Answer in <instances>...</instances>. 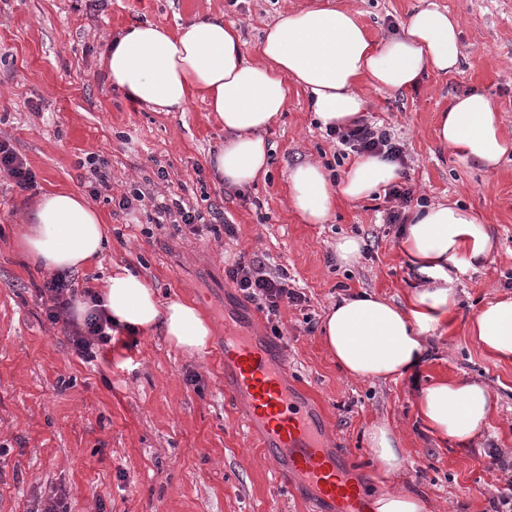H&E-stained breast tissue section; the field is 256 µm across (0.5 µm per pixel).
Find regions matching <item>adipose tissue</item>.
I'll use <instances>...</instances> for the list:
<instances>
[{
	"instance_id": "adipose-tissue-1",
	"label": "adipose tissue",
	"mask_w": 512,
	"mask_h": 512,
	"mask_svg": "<svg viewBox=\"0 0 512 512\" xmlns=\"http://www.w3.org/2000/svg\"><path fill=\"white\" fill-rule=\"evenodd\" d=\"M460 58L458 27L447 12L429 4L402 24L398 36L377 43L346 6L314 5L281 15L248 59L235 26L212 16L171 32L150 22L134 23L114 37L103 57L113 86L132 101L158 112H182L202 99L224 127V142L208 160L217 181L244 187L269 173L262 136L284 112L289 86L308 95L322 128L344 127L359 118L361 82L388 90L415 86L429 71L448 73ZM437 136L465 161L491 170L512 152L492 100L481 93L454 97L440 113ZM398 168L378 157H358L339 179L315 163L288 173V200L307 223L327 222L338 202H358L397 181ZM109 242L102 212L82 194L57 190L43 195L28 215L18 248L27 264L69 276L100 263ZM400 248L425 285L402 303L362 293L328 310L321 333L328 353L346 375L386 380L416 371L425 361V336L447 324L456 304V273L483 260L493 242L472 210L437 205L413 212ZM99 309L114 331L160 332L192 356L208 353L212 328L202 312L180 299L160 300L148 279L117 267L95 298L76 299L85 317ZM492 357L512 360V298L485 304L471 327ZM418 417L442 441L467 445L488 422L491 392L477 383L440 378L421 387ZM368 443L379 469L400 471L401 439L385 423L372 425Z\"/></svg>"
}]
</instances>
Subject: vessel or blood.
Listing matches in <instances>:
<instances>
[{
	"label": "vessel or blood",
	"instance_id": "1",
	"mask_svg": "<svg viewBox=\"0 0 512 512\" xmlns=\"http://www.w3.org/2000/svg\"><path fill=\"white\" fill-rule=\"evenodd\" d=\"M224 397L245 404L247 423L284 485L302 493L313 512H372L374 495L354 478L351 453L330 449L327 423L288 380V354L264 337L224 325Z\"/></svg>",
	"mask_w": 512,
	"mask_h": 512
}]
</instances>
